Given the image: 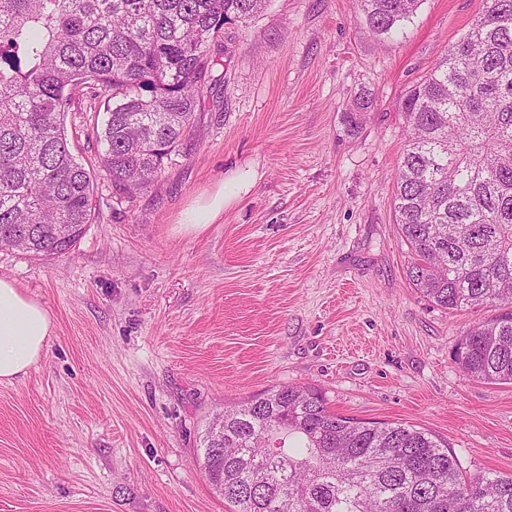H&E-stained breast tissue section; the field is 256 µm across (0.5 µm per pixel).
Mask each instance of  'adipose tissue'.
Segmentation results:
<instances>
[{"mask_svg":"<svg viewBox=\"0 0 512 512\" xmlns=\"http://www.w3.org/2000/svg\"><path fill=\"white\" fill-rule=\"evenodd\" d=\"M229 201L223 188H216L183 212L181 230L201 232L223 215ZM52 326L46 307L26 295L13 281L0 278V381H12L40 363Z\"/></svg>","mask_w":512,"mask_h":512,"instance_id":"obj_1","label":"adipose tissue"}]
</instances>
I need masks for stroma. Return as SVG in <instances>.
<instances>
[{"label":"stroma","instance_id":"stroma-1","mask_svg":"<svg viewBox=\"0 0 512 512\" xmlns=\"http://www.w3.org/2000/svg\"><path fill=\"white\" fill-rule=\"evenodd\" d=\"M482 6L423 0L388 38L357 0H269L225 24L224 85L148 188L116 199L96 181L69 253L0 249V278L53 316L41 363L0 382V512H231L195 461L199 439L224 407L288 385L512 474V384L452 359L494 310L450 312L412 288L392 202L402 97ZM364 92L374 106L349 130ZM106 119L88 100L67 115L87 168ZM247 170L219 220L180 231L187 206Z\"/></svg>","mask_w":512,"mask_h":512}]
</instances>
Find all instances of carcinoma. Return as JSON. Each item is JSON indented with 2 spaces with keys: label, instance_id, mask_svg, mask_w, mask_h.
<instances>
[{
  "label": "carcinoma",
  "instance_id": "carcinoma-1",
  "mask_svg": "<svg viewBox=\"0 0 512 512\" xmlns=\"http://www.w3.org/2000/svg\"><path fill=\"white\" fill-rule=\"evenodd\" d=\"M268 0H0V247L66 254L91 223L94 172L71 154L74 100L107 95L99 170L129 196L190 134L224 85L211 47ZM421 0H359L391 33ZM373 106L365 94L351 128ZM393 183L409 282L448 310L510 307L469 328L453 360L512 383V0H483L468 30L406 92ZM195 459L232 512H512V475L463 468L414 425L337 414L314 387L284 386L224 410Z\"/></svg>",
  "mask_w": 512,
  "mask_h": 512
}]
</instances>
